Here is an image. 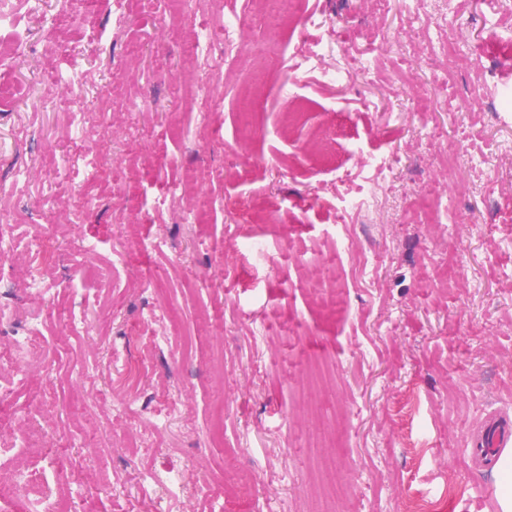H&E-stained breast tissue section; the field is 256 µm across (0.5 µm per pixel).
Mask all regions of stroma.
Wrapping results in <instances>:
<instances>
[{
	"label": "stroma",
	"mask_w": 512,
	"mask_h": 512,
	"mask_svg": "<svg viewBox=\"0 0 512 512\" xmlns=\"http://www.w3.org/2000/svg\"><path fill=\"white\" fill-rule=\"evenodd\" d=\"M435 11L299 0L262 57L263 0H85L70 17L60 0H11L0 14V42L22 44L0 66L19 90L0 111L5 201L24 229L66 224L48 244L58 280L112 273V309L88 308V337L62 332L81 301L61 293L44 331L53 386L29 371L0 410L6 426L70 425L43 465L71 477L83 512H119L130 492L137 512H322L310 487L322 461L336 464L333 512H501L496 473L466 444L485 416L512 418V164L494 193L473 188L476 163L512 141V61L490 65L476 95L472 53L486 24L512 35V15L488 0ZM311 14L351 27L352 47L300 45ZM230 15L247 19L231 50ZM207 63L225 79L204 89ZM248 107L259 131L242 141ZM446 149L473 167L448 175ZM76 236L95 251L72 250ZM163 305L175 333L151 355L145 315ZM112 346L126 366L98 374ZM99 383L177 397L191 431L155 432L157 454L139 456L109 406L86 400ZM202 465L223 493L148 478ZM254 471L265 489L243 495ZM102 475L117 477L113 494L95 488Z\"/></svg>",
	"instance_id": "obj_1"
}]
</instances>
